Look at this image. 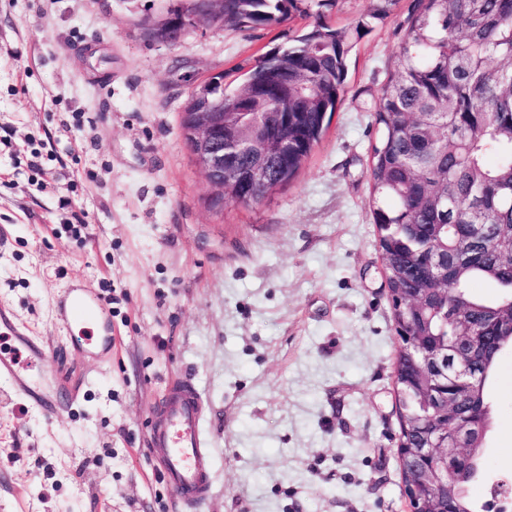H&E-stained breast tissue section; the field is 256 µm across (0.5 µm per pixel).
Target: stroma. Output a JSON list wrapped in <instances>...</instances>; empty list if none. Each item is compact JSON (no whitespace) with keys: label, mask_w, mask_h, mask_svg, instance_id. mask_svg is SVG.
<instances>
[{"label":"stroma","mask_w":512,"mask_h":512,"mask_svg":"<svg viewBox=\"0 0 512 512\" xmlns=\"http://www.w3.org/2000/svg\"><path fill=\"white\" fill-rule=\"evenodd\" d=\"M183 0H0V305L73 400L49 418L0 383V512H407L398 339L370 207L371 106L397 69L405 4L359 41L345 94L294 179L208 205L180 116L211 74L277 30L143 22ZM107 299L112 350L73 346L54 301ZM203 398L205 503L178 501L149 433L170 390ZM484 473L512 476V353L490 389Z\"/></svg>","instance_id":"obj_1"}]
</instances>
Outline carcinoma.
<instances>
[{"instance_id": "cac0c4a2", "label": "carcinoma", "mask_w": 512, "mask_h": 512, "mask_svg": "<svg viewBox=\"0 0 512 512\" xmlns=\"http://www.w3.org/2000/svg\"><path fill=\"white\" fill-rule=\"evenodd\" d=\"M336 0H224V24L245 29L305 21L296 36L282 33L273 64L261 57L239 65L241 85L224 88V111L237 128L252 124L245 102L276 104L288 113V171L269 184L286 186L328 128L345 92L348 59L363 35L385 21L397 0H371L349 27L333 25ZM372 110L377 139L371 145L370 208L379 231V257L392 293L425 298L419 311L393 312V320L419 333L452 337L457 325L435 292H426L433 270L426 260L440 241L455 254L458 238L471 234L478 259L460 258L448 296L460 297L483 326L500 335L498 313L512 306V0H410L396 74L379 89ZM477 281L496 288L492 297L473 291ZM497 344L476 394L492 415L489 385L501 355ZM420 359L398 353L407 378ZM401 442L427 438L421 422L433 414L414 391L401 392Z\"/></svg>"}]
</instances>
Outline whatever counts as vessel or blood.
<instances>
[{
	"label": "vessel or blood",
	"mask_w": 512,
	"mask_h": 512,
	"mask_svg": "<svg viewBox=\"0 0 512 512\" xmlns=\"http://www.w3.org/2000/svg\"><path fill=\"white\" fill-rule=\"evenodd\" d=\"M103 300L83 288H65L55 303V319L78 342L93 337L88 325L103 318ZM46 351L0 308V382L30 397L48 417L56 416L63 398L55 376L43 367ZM200 392L185 382L174 388L152 431V445L164 474L179 499L204 501L211 492L212 454L203 427Z\"/></svg>",
	"instance_id": "1"
}]
</instances>
